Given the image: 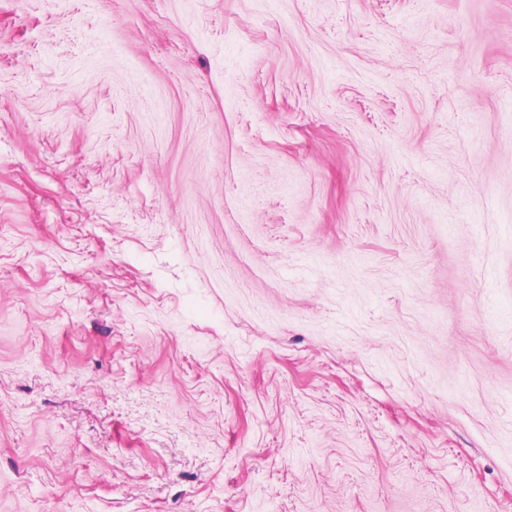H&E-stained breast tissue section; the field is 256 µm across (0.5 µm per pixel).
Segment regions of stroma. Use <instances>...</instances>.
<instances>
[{"label":"stroma","mask_w":512,"mask_h":512,"mask_svg":"<svg viewBox=\"0 0 512 512\" xmlns=\"http://www.w3.org/2000/svg\"><path fill=\"white\" fill-rule=\"evenodd\" d=\"M0 512H512V0H0Z\"/></svg>","instance_id":"1"}]
</instances>
